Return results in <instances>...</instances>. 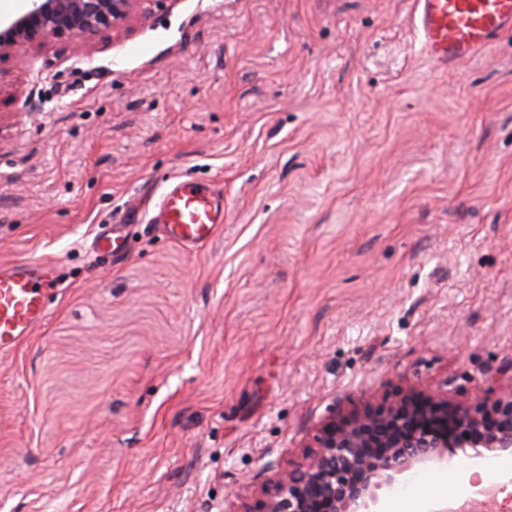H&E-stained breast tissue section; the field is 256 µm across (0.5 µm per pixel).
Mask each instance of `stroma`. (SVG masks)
<instances>
[{
  "instance_id": "obj_1",
  "label": "stroma",
  "mask_w": 512,
  "mask_h": 512,
  "mask_svg": "<svg viewBox=\"0 0 512 512\" xmlns=\"http://www.w3.org/2000/svg\"><path fill=\"white\" fill-rule=\"evenodd\" d=\"M88 50L0 60V264L56 290L0 355V512H260L329 419L512 363V34L439 70L412 0H158ZM177 176L224 195L198 250ZM157 213L167 237L179 246L198 249L210 242L224 222V197L211 185L181 177L164 181ZM115 234H118L115 228L103 230L98 233L95 243L98 249L110 253L115 258H119L126 253V241L122 236L114 237Z\"/></svg>"
}]
</instances>
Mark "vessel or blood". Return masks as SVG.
<instances>
[{"label": "vessel or blood", "mask_w": 512, "mask_h": 512, "mask_svg": "<svg viewBox=\"0 0 512 512\" xmlns=\"http://www.w3.org/2000/svg\"><path fill=\"white\" fill-rule=\"evenodd\" d=\"M413 21L422 52L437 68L488 48L503 33L512 32V0H413ZM153 223L187 249L210 242L224 222V199L211 186L179 177L165 180ZM98 249L114 257L126 253L124 237L98 233ZM49 263L24 260L0 265V354L15 349L48 316L52 282Z\"/></svg>", "instance_id": "1"}]
</instances>
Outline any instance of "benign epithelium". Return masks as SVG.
Returning <instances> with one entry per match:
<instances>
[{"mask_svg": "<svg viewBox=\"0 0 512 512\" xmlns=\"http://www.w3.org/2000/svg\"><path fill=\"white\" fill-rule=\"evenodd\" d=\"M149 0H27L15 17L0 21V59L27 49L38 51L54 41L83 48L104 30L124 27ZM508 378L511 388L489 400L479 390L458 399L447 432L415 427L425 419L438 420L445 397L428 403L406 397L380 409L366 408L336 425L325 426L315 446L276 472L266 495L264 512H315L323 499L326 512H384L379 491L391 488L407 472L481 458L487 453L512 451V367L489 377ZM498 484L477 490L471 508L490 512Z\"/></svg>", "mask_w": 512, "mask_h": 512, "instance_id": "1", "label": "benign epithelium"}]
</instances>
